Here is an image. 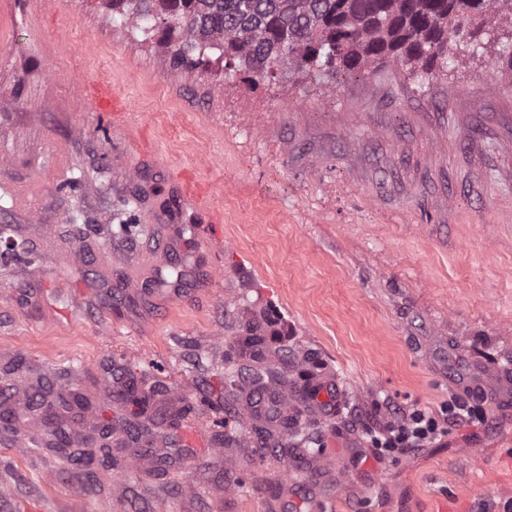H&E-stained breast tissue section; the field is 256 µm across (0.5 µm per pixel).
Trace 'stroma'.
<instances>
[{"instance_id": "1", "label": "stroma", "mask_w": 512, "mask_h": 512, "mask_svg": "<svg viewBox=\"0 0 512 512\" xmlns=\"http://www.w3.org/2000/svg\"><path fill=\"white\" fill-rule=\"evenodd\" d=\"M511 34L423 84L395 61L228 82L216 58L174 70L98 0H0V224L37 257L0 265V391L21 406L80 376L73 433L111 425L125 465L46 450L30 419L0 434V512H281L292 472L304 512L282 423L247 415L268 365L273 390L335 402L301 422L346 474L337 512H505L512 424L461 382L512 378ZM129 385L155 390L146 414ZM455 396L477 413L432 447L351 466L365 433Z\"/></svg>"}]
</instances>
